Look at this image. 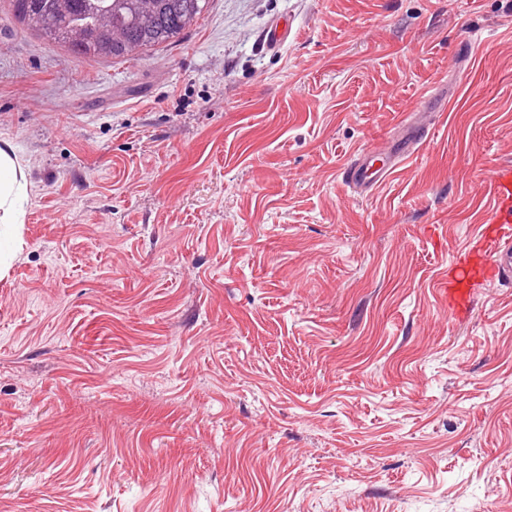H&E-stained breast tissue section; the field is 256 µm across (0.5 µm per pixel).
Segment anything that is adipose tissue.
Returning a JSON list of instances; mask_svg holds the SVG:
<instances>
[{
  "instance_id": "adipose-tissue-1",
  "label": "adipose tissue",
  "mask_w": 512,
  "mask_h": 512,
  "mask_svg": "<svg viewBox=\"0 0 512 512\" xmlns=\"http://www.w3.org/2000/svg\"><path fill=\"white\" fill-rule=\"evenodd\" d=\"M25 194L26 179L19 156L12 144H0V254L15 245L8 227L20 223Z\"/></svg>"
}]
</instances>
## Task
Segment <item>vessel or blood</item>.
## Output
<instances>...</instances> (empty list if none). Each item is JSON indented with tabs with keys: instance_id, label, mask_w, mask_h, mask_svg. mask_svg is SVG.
Returning <instances> with one entry per match:
<instances>
[{
	"instance_id": "vessel-or-blood-1",
	"label": "vessel or blood",
	"mask_w": 512,
	"mask_h": 512,
	"mask_svg": "<svg viewBox=\"0 0 512 512\" xmlns=\"http://www.w3.org/2000/svg\"><path fill=\"white\" fill-rule=\"evenodd\" d=\"M385 174L373 167L370 154L363 153L345 165L343 180L350 186L376 187ZM493 208L480 229L483 246L480 253L458 254L447 279L437 286L443 304L463 307L482 277L512 278V165L496 167L490 178Z\"/></svg>"
}]
</instances>
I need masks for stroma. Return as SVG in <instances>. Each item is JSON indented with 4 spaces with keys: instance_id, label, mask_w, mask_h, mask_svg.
I'll return each mask as SVG.
<instances>
[{
    "instance_id": "obj_1",
    "label": "stroma",
    "mask_w": 512,
    "mask_h": 512,
    "mask_svg": "<svg viewBox=\"0 0 512 512\" xmlns=\"http://www.w3.org/2000/svg\"><path fill=\"white\" fill-rule=\"evenodd\" d=\"M0 141V512H512V280L436 293L512 163V0H208L124 63L0 0ZM425 135V130L422 127H417L412 136V140L409 145L404 149L402 154H392V163L390 167L383 166L380 168H374L371 163V158L378 154L376 150L360 154L359 157L353 159L345 165L342 169V178L349 185L353 187H359L364 189H370L376 187L381 181L387 170L396 167L405 158L415 153L416 146L421 142ZM396 163V164H395ZM26 179L22 162L12 144L0 145V224H22Z\"/></svg>"
}]
</instances>
